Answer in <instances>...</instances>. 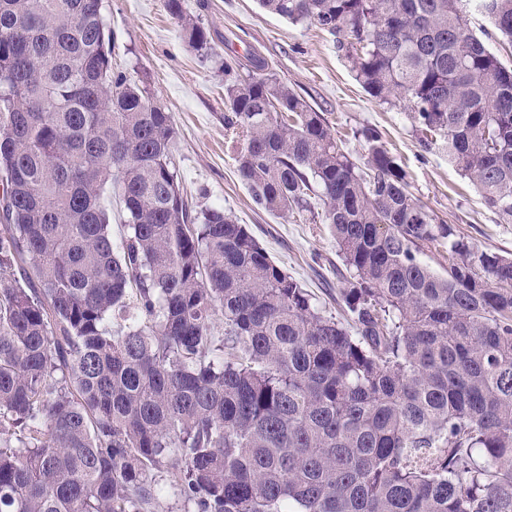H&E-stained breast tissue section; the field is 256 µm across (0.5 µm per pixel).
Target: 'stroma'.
I'll use <instances>...</instances> for the list:
<instances>
[{
  "label": "stroma",
  "instance_id": "stroma-1",
  "mask_svg": "<svg viewBox=\"0 0 512 512\" xmlns=\"http://www.w3.org/2000/svg\"><path fill=\"white\" fill-rule=\"evenodd\" d=\"M204 28L205 51L189 47L165 0H103L113 36L112 65L171 113L173 156L194 207H221L248 225L269 255L337 313L342 262L327 225L312 217L258 208L237 175L236 150L224 135V59H264L269 71L322 112L347 136L355 158L363 141L353 131L377 129L408 173L414 198L438 221L480 250L512 257V224L501 223L437 145L424 144L411 113L380 103L357 83L336 38L313 24L292 23L265 11L258 0H181Z\"/></svg>",
  "mask_w": 512,
  "mask_h": 512
}]
</instances>
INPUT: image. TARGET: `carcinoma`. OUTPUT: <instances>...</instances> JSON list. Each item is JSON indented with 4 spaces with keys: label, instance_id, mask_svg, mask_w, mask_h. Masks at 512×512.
Returning a JSON list of instances; mask_svg holds the SVG:
<instances>
[{
    "label": "carcinoma",
    "instance_id": "cac0c4a2",
    "mask_svg": "<svg viewBox=\"0 0 512 512\" xmlns=\"http://www.w3.org/2000/svg\"><path fill=\"white\" fill-rule=\"evenodd\" d=\"M259 2L338 36L512 224V69L465 0ZM471 2L512 40V0ZM240 68L239 179L271 213L323 202L340 318L189 205L171 114L112 71L102 0H0V512H148L165 468L191 512H512V258L436 222L376 130L361 165L264 61ZM444 246L441 275L420 254ZM467 18L472 31L485 41L488 48L500 58L505 66L510 68L512 66V43L500 40V36L479 13L470 9ZM483 30H488L489 35H484Z\"/></svg>",
    "mask_w": 512,
    "mask_h": 512
}]
</instances>
